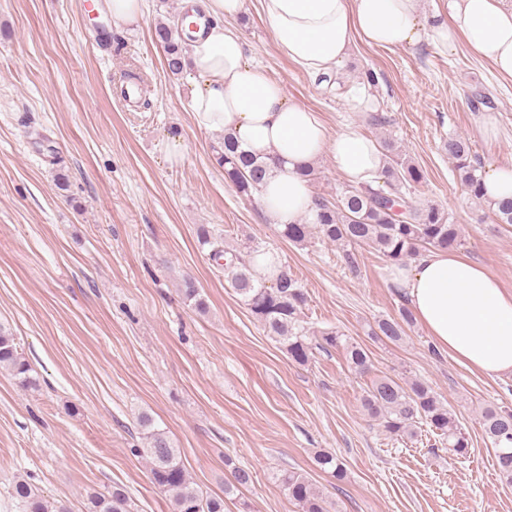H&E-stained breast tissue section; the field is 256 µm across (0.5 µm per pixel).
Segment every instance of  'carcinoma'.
<instances>
[{
  "label": "carcinoma",
  "instance_id": "cac0c4a2",
  "mask_svg": "<svg viewBox=\"0 0 512 512\" xmlns=\"http://www.w3.org/2000/svg\"><path fill=\"white\" fill-rule=\"evenodd\" d=\"M154 40L164 49L168 71L174 76L181 74L186 68V59L175 39L174 27L166 22L157 23ZM384 147L388 163L375 177V185L348 184L334 202L324 196L316 198L315 223L286 224L280 229L281 236L299 245L313 238L336 244L342 247V259L352 269L357 264L353 249L358 246L375 249L388 262H399L414 258L422 248L446 250L462 245L460 229L449 221L448 213L414 196L416 185L424 179L423 172L402 159L394 143L388 141ZM443 150L455 161L460 184L472 197L483 199L480 176L466 140L450 137L443 143ZM218 162L224 166V178L239 193L250 196L258 191L266 171L264 161L238 150L235 142L226 137ZM199 238L201 245L211 247L215 259H225L223 269L227 281L266 335L279 343L291 360L306 364L316 349L327 351L341 347L355 372H369L371 359L361 345L348 342L345 335L334 328L314 330L308 326L303 318L307 294L287 264L278 263L272 279L266 280L255 270L256 258L265 253L260 245L247 247L245 255L229 256L223 243L208 230L200 229ZM181 293L195 309H206L192 280L183 281ZM413 323L411 310L403 307L399 317L377 320L370 328V335L397 343ZM0 369L7 371L23 391L37 387L31 365L18 352L12 333L2 325ZM361 402L368 415L392 437L412 439L417 429L425 426L448 443V450L453 454L468 453L469 439L454 414L420 378L402 384L388 377L377 378L364 391ZM139 423L144 431V447L135 452L145 457L151 481L169 497L172 512H224V498L208 497L195 486L167 433L156 428L146 414L140 417ZM480 424L494 450L500 480L512 485V408L487 407L481 413ZM314 462L337 480L345 479L346 470L336 455L320 452ZM278 481L301 512H328L326 500L303 474L286 471L278 476ZM12 493L27 512H69L66 506L44 499L26 480L14 481ZM85 509L86 512H131L129 498L120 487L112 488L107 495H87Z\"/></svg>",
  "mask_w": 512,
  "mask_h": 512
}]
</instances>
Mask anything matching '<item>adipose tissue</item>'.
<instances>
[{"label": "adipose tissue", "instance_id": "1", "mask_svg": "<svg viewBox=\"0 0 512 512\" xmlns=\"http://www.w3.org/2000/svg\"><path fill=\"white\" fill-rule=\"evenodd\" d=\"M205 22L188 50L200 78L189 109L198 127L230 136L240 149L268 159L260 206L268 224L315 221L304 172L330 157L350 181L377 175L385 157L359 128L330 132L316 112L288 101L283 87L245 54L230 26L246 0H182ZM275 45L312 80L334 78L355 41L380 48L430 42L461 48L512 79V0H448V14L428 15L423 0H259ZM391 282L418 322L456 363L499 378L512 376V292L483 266L432 250Z\"/></svg>", "mask_w": 512, "mask_h": 512}]
</instances>
